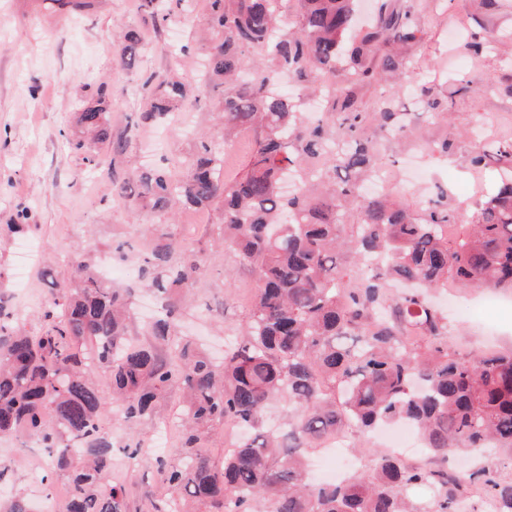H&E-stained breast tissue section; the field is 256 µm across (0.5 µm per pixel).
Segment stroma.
I'll return each instance as SVG.
<instances>
[{
	"label": "stroma",
	"mask_w": 512,
	"mask_h": 512,
	"mask_svg": "<svg viewBox=\"0 0 512 512\" xmlns=\"http://www.w3.org/2000/svg\"><path fill=\"white\" fill-rule=\"evenodd\" d=\"M440 2L442 12H420L424 35L411 53L417 78L433 82L440 95L463 85L469 88L459 95L450 125L421 124L429 140L455 132L453 152L442 161L415 156L386 141L381 154L395 163L391 191L397 198L417 202L425 195L427 184L408 179V167L414 163L427 171V183L447 185L449 204L460 206L475 202L496 184L494 172L479 175L469 166L480 122H489L491 136L512 137V70L501 63L502 57L512 58V43L501 56L464 57L456 49V33L512 34V0H500L497 10L483 13L476 11L473 0ZM206 18L200 5L191 18L174 16L167 29L159 30L139 11L137 0H98L70 15L48 8L45 0H0V296L26 328L38 327L36 311L52 280L70 276L76 254L108 253L113 261L129 262L132 248L148 240V231L133 220L114 183L134 182L152 165L181 174L197 131L218 134L214 100L188 101L161 124L141 118L147 108L148 76L176 69L189 84H197L196 61L183 56L181 48L195 44ZM119 22L133 25L148 46L131 68L121 65L112 41ZM102 83L107 86L113 137L131 138L108 172L73 152L68 141L81 100ZM22 207L28 211L30 228L20 238L5 226ZM221 219L222 211L214 205L184 210L168 226L173 239L189 244L207 260L180 330L218 356L248 321L257 284L255 270L225 247ZM472 301V296L460 297L459 311L450 313L449 346L464 354L511 349L512 304L475 310ZM124 454L121 447L113 450L104 480L126 487L129 512H153L164 495L155 459L180 464L176 438L167 436L165 447L148 451L131 472L125 469ZM43 467L26 449L0 443L8 494L24 496L39 512H64L66 480L60 476L53 487H43L36 478Z\"/></svg>",
	"instance_id": "1"
}]
</instances>
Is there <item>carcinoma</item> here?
Masks as SVG:
<instances>
[{
    "instance_id": "1",
    "label": "carcinoma",
    "mask_w": 512,
    "mask_h": 512,
    "mask_svg": "<svg viewBox=\"0 0 512 512\" xmlns=\"http://www.w3.org/2000/svg\"><path fill=\"white\" fill-rule=\"evenodd\" d=\"M197 0H140L156 28ZM216 35L203 55L199 96L222 87L223 138L255 134L246 172L228 183L218 176L211 136L175 178L167 167L142 172L129 197L136 220H166L183 208L223 207L225 246L258 271L256 296L240 341L215 362L189 338L171 339L183 306L205 271L203 258L156 233L141 250L142 287L160 302L146 329L151 340L130 339L128 289L107 280L99 264L72 261L69 279L54 284L38 310L42 328L17 324L0 300V436H28L50 451L40 475L50 487L67 480L66 512H128L122 485L106 486L112 461L103 419H151L169 391L184 396L177 421L182 463L156 460L175 498L157 512L191 503L213 512H420L402 491L428 487L432 512H457L473 487L512 512V479L482 466L466 477L448 470V452L478 457L505 452L512 464V349L462 355L448 347V313L430 294L492 288L512 291V179L471 207L468 221L448 206L437 185L415 207L365 186L383 174L379 142L414 144L448 157L452 139L418 133L420 113L388 102L369 114L357 90L379 81L396 94L413 73L408 47L422 40L414 0L380 12L357 28V0H294L295 19L283 21V0H204ZM58 11L89 8L93 0H51ZM125 64L135 62L138 31L119 26ZM497 37L459 44L467 55L493 47ZM147 119L166 118L190 96L179 78L150 76ZM426 114L451 115L448 98L420 86ZM303 95L324 105L316 119L301 112ZM78 124L112 155L102 92L78 111ZM471 167L512 170V138L476 142ZM383 258L380 266L368 263ZM110 370L106 400L89 375ZM286 411L265 425L273 402ZM230 421L241 429L220 467L203 452L205 431ZM402 421L422 435L434 468L364 448L368 468L341 483H316L306 449L323 447L341 424L362 433ZM78 448L77 454L70 449Z\"/></svg>"
}]
</instances>
